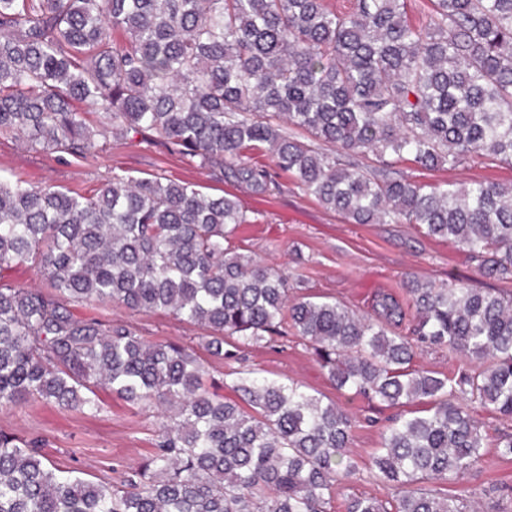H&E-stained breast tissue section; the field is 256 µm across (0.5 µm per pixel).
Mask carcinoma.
Masks as SVG:
<instances>
[{"mask_svg": "<svg viewBox=\"0 0 512 512\" xmlns=\"http://www.w3.org/2000/svg\"><path fill=\"white\" fill-rule=\"evenodd\" d=\"M432 2L415 24L407 0H0V135L84 159L100 138L140 135L256 195L286 173L349 223L410 224L508 284L511 185L389 174L407 156L426 170L512 166V0ZM262 145L272 171L242 160ZM246 223L236 199L159 176L114 173L91 195L0 176V408L96 412L101 391L166 407L151 457L114 483L66 475L34 441L0 433V512H329L356 475L341 407L247 371L233 384L243 408L209 390L185 347L78 319L72 302L170 312L209 329L220 358L227 338L244 350L291 332L337 388L388 407L426 401L381 428L374 466L391 502L355 496L346 512H471L428 485L487 448L512 457V435L487 442L468 412L479 402L512 419V294L410 278L403 334L390 293L372 316L292 294L301 283L230 247ZM27 265L48 289L4 282ZM423 347L470 367L410 368Z\"/></svg>", "mask_w": 512, "mask_h": 512, "instance_id": "obj_1", "label": "carcinoma"}]
</instances>
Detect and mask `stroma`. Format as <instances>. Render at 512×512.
I'll return each instance as SVG.
<instances>
[{
  "instance_id": "obj_1",
  "label": "stroma",
  "mask_w": 512,
  "mask_h": 512,
  "mask_svg": "<svg viewBox=\"0 0 512 512\" xmlns=\"http://www.w3.org/2000/svg\"><path fill=\"white\" fill-rule=\"evenodd\" d=\"M394 169L422 183H512V167L487 161L471 162L454 171H429L402 160ZM122 171L136 177L186 181L208 195H235L248 217L231 241L237 252L282 269L290 280H304L306 295L345 302L361 314L370 313L377 293L406 299L404 281L410 275L436 283L468 277L476 287L487 285L458 248L425 238L408 224L349 223L304 194L284 173L278 177L279 191L259 196L231 179H212L188 160L138 139L122 145L100 142L95 156L87 160L0 139V175H19L34 185L49 183L90 194L113 173ZM71 310L80 319L120 322L148 340L194 350L208 371L207 385L227 398L232 397V382L242 369L270 379L288 377L304 383L324 402L336 403L347 411L355 422L350 458L357 474L337 489L330 512H345L346 502L353 496L391 499V489L376 477L373 458L381 442L379 425L392 416V409L336 389L306 340L278 336L270 344L242 351L229 340L224 344L227 358L219 359L210 355L202 341L206 328L164 311L132 312L93 303H75ZM100 399L101 409L94 414L44 403L0 408V431L41 440L44 453L60 470L76 471L90 480H113L150 456L160 411L147 403L132 404L106 393ZM432 489L441 497L467 499L478 512H512V459H499L494 449H487L463 478L435 483Z\"/></svg>"
}]
</instances>
